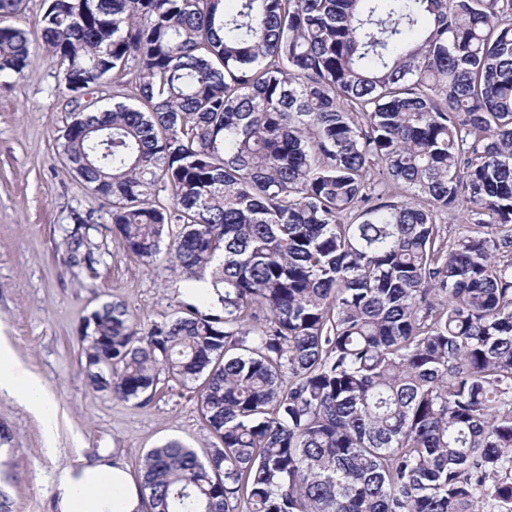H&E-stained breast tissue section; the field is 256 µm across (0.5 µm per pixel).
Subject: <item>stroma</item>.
<instances>
[{
	"instance_id": "stroma-1",
	"label": "stroma",
	"mask_w": 512,
	"mask_h": 512,
	"mask_svg": "<svg viewBox=\"0 0 512 512\" xmlns=\"http://www.w3.org/2000/svg\"><path fill=\"white\" fill-rule=\"evenodd\" d=\"M45 0H22L10 25L27 31L34 57L23 78L0 91V336L22 371L44 388L47 415L0 393V493L11 512H55L62 470L122 460L138 476L142 455L176 440L204 450L214 439L196 398L161 381L154 400L137 405L93 392L80 371L83 320L120 302L142 323L169 318L186 285L166 260L148 266L120 247L111 208L58 155L75 105L46 53L37 20ZM91 216L95 271L71 266L66 232L73 213Z\"/></svg>"
}]
</instances>
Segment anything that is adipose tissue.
<instances>
[{
	"label": "adipose tissue",
	"instance_id": "1",
	"mask_svg": "<svg viewBox=\"0 0 512 512\" xmlns=\"http://www.w3.org/2000/svg\"><path fill=\"white\" fill-rule=\"evenodd\" d=\"M9 392L28 408L43 412L40 380L21 374L11 345L0 337V392ZM58 512H142V494L121 461L62 472L55 487Z\"/></svg>",
	"mask_w": 512,
	"mask_h": 512
}]
</instances>
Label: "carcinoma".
I'll list each match as a JSON object with an SVG mask.
<instances>
[{
    "label": "carcinoma",
    "mask_w": 512,
    "mask_h": 512,
    "mask_svg": "<svg viewBox=\"0 0 512 512\" xmlns=\"http://www.w3.org/2000/svg\"><path fill=\"white\" fill-rule=\"evenodd\" d=\"M46 2L67 90L113 84L61 160L217 296L84 319L94 391L189 384L217 440L142 456L147 512H512V0Z\"/></svg>",
    "instance_id": "cac0c4a2"
}]
</instances>
